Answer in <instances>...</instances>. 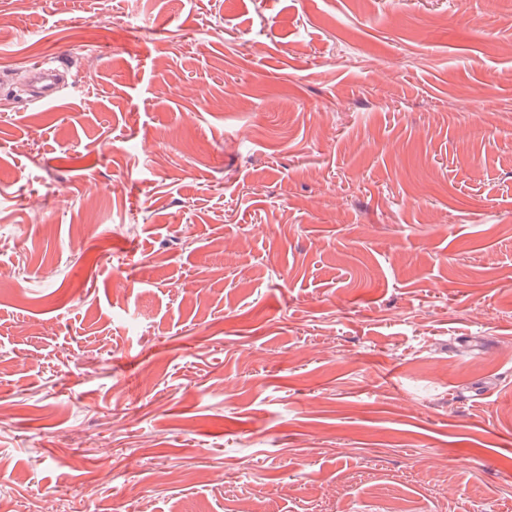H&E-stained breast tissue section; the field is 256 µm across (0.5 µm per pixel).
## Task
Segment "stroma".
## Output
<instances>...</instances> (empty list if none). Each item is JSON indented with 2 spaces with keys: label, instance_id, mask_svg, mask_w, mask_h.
Listing matches in <instances>:
<instances>
[{
  "label": "stroma",
  "instance_id": "35a3bbf8",
  "mask_svg": "<svg viewBox=\"0 0 512 512\" xmlns=\"http://www.w3.org/2000/svg\"><path fill=\"white\" fill-rule=\"evenodd\" d=\"M121 488L512 512V0H0V512Z\"/></svg>",
  "mask_w": 512,
  "mask_h": 512
}]
</instances>
